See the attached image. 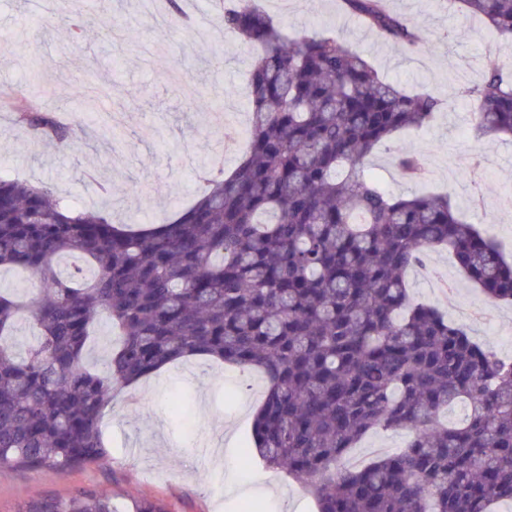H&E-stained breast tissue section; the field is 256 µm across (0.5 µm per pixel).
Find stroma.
Here are the masks:
<instances>
[{
	"instance_id": "obj_1",
	"label": "stroma",
	"mask_w": 512,
	"mask_h": 512,
	"mask_svg": "<svg viewBox=\"0 0 512 512\" xmlns=\"http://www.w3.org/2000/svg\"><path fill=\"white\" fill-rule=\"evenodd\" d=\"M260 5L289 33L332 29L387 80L447 99L431 125L379 147L367 167L396 195L449 194L468 222L512 243V138L477 133L458 95L489 67L512 69V45L489 37L449 0H387L393 13L421 28L412 53L362 23L343 25L338 0ZM193 8L203 17L185 29L154 23L139 0H100L90 22L82 0H0V24L23 42L17 49L0 45V89L28 83L41 69L43 111L80 120L69 144L59 146L0 109V174L50 186L79 207L104 209L116 224H155L192 200L201 170L216 163L234 168L250 112L241 89L255 52L224 33L213 0H195ZM180 71L206 86L215 118L190 111L175 84ZM66 82L112 93L92 104L69 100L60 93ZM397 153L422 155L425 178H403L392 161ZM427 263L432 276L407 274L412 298L512 357V305L488 300L448 251L431 252ZM263 394L262 377L235 366L202 357L167 366L135 393H118L102 423L111 443L104 462L67 474L0 464V512H24L33 500L79 490L111 496L115 512H132L141 498L159 500L167 512H237L244 504L260 512H315L299 483L272 469L263 481L251 477L257 463L244 452ZM407 439L402 430H376L349 455L364 464Z\"/></svg>"
}]
</instances>
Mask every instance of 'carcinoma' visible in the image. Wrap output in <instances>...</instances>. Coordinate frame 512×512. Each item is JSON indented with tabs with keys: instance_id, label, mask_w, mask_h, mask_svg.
Returning <instances> with one entry per match:
<instances>
[{
	"instance_id": "1",
	"label": "carcinoma",
	"mask_w": 512,
	"mask_h": 512,
	"mask_svg": "<svg viewBox=\"0 0 512 512\" xmlns=\"http://www.w3.org/2000/svg\"><path fill=\"white\" fill-rule=\"evenodd\" d=\"M448 2L512 42V0ZM342 4L400 48L419 45L417 23L383 0ZM215 5L223 29L256 50L246 153L229 173L205 174L174 220L132 231L45 185L0 177V273L19 268L41 285L26 300L0 288V463L66 474L106 460L100 421L114 387L205 356L262 373L253 451L301 482L317 512L512 502V359L413 301L407 283L446 248L468 282L512 304V261L449 196H395L365 166L445 100L385 80L330 30L292 35L255 0ZM460 95L476 131L512 135L511 70L490 67ZM0 106L42 140L70 137L30 86L0 92ZM396 166L415 178L424 160L401 154ZM100 312L119 339L104 372L85 364ZM25 317L37 334L20 357L10 336ZM458 403L463 421L442 422ZM378 428L409 431L405 448L347 465ZM26 512L115 510L108 495L80 491Z\"/></svg>"
}]
</instances>
